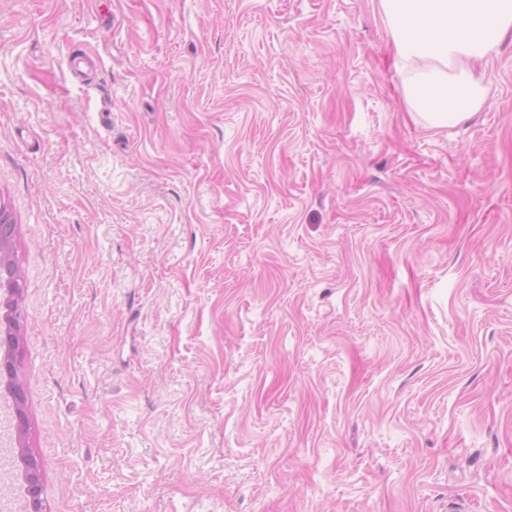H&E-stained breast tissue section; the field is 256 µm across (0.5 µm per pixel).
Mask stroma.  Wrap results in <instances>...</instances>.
Listing matches in <instances>:
<instances>
[{
  "mask_svg": "<svg viewBox=\"0 0 512 512\" xmlns=\"http://www.w3.org/2000/svg\"><path fill=\"white\" fill-rule=\"evenodd\" d=\"M379 0H0L44 512H512V41L427 129Z\"/></svg>",
  "mask_w": 512,
  "mask_h": 512,
  "instance_id": "obj_1",
  "label": "stroma"
}]
</instances>
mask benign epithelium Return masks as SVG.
<instances>
[{
    "instance_id": "obj_1",
    "label": "benign epithelium",
    "mask_w": 512,
    "mask_h": 512,
    "mask_svg": "<svg viewBox=\"0 0 512 512\" xmlns=\"http://www.w3.org/2000/svg\"><path fill=\"white\" fill-rule=\"evenodd\" d=\"M9 262V242L0 240V291L6 294L4 302L12 304L11 317L0 319V348L4 349V355L0 356V377L6 379V391L12 400V409L15 419V429L18 437H23L27 431V414L25 410V394L19 384L16 383V357L15 352L19 348L22 326L21 313L19 311V297L21 284L18 278L6 273V265ZM21 459L26 470V499L25 512H43L41 494V466L36 456L25 451L21 452Z\"/></svg>"
}]
</instances>
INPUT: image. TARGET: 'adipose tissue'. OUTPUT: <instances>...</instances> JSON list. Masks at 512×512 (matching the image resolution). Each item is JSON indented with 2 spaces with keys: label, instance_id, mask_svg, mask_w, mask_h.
<instances>
[{
  "label": "adipose tissue",
  "instance_id": "1",
  "mask_svg": "<svg viewBox=\"0 0 512 512\" xmlns=\"http://www.w3.org/2000/svg\"><path fill=\"white\" fill-rule=\"evenodd\" d=\"M404 96L426 128L448 129L484 104L476 63L512 35V0H380Z\"/></svg>",
  "mask_w": 512,
  "mask_h": 512
}]
</instances>
